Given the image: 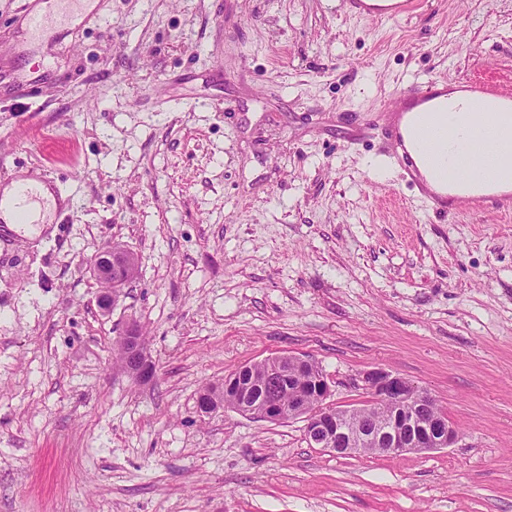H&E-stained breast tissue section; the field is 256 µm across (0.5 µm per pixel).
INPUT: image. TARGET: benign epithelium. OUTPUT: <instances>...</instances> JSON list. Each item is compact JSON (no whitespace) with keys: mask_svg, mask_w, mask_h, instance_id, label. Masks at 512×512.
Here are the masks:
<instances>
[{"mask_svg":"<svg viewBox=\"0 0 512 512\" xmlns=\"http://www.w3.org/2000/svg\"><path fill=\"white\" fill-rule=\"evenodd\" d=\"M134 259L129 254L110 248L90 258V266L98 280L106 283L112 276L129 268ZM125 356L138 361L144 344L135 325L127 326L119 334ZM313 359L306 355L284 354L270 360L272 368L285 376L304 371ZM364 387L369 400L365 407L377 411L381 405H391L403 412V416L388 417L372 426L360 427L350 421L351 413L326 403L331 396V385L326 376L319 381V399L310 401L304 391L295 389L288 410L270 401L252 400L248 397L237 403L234 411L269 422H277L285 416L300 417L306 421L305 435L308 443L317 448L338 454L356 453L365 447L385 453H423L452 448L462 439L460 431L442 412L431 411L434 398L402 375L373 369L363 375Z\"/></svg>","mask_w":512,"mask_h":512,"instance_id":"obj_1","label":"benign epithelium"}]
</instances>
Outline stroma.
I'll use <instances>...</instances> for the list:
<instances>
[{"label":"stroma","instance_id":"stroma-1","mask_svg":"<svg viewBox=\"0 0 512 512\" xmlns=\"http://www.w3.org/2000/svg\"><path fill=\"white\" fill-rule=\"evenodd\" d=\"M23 17L0 0V186L51 172L69 218L0 230V512H512V210L426 215L377 114L417 78L512 92V0H105L38 40ZM113 245L139 274L105 313L87 261ZM287 353L336 406L402 374L462 442L341 455L199 411ZM368 1H393L387 5L370 4ZM347 10L354 16L377 20H392L408 15L420 9V0H349L345 2ZM121 340V345L124 347L125 356L128 360L137 362L144 350V344L142 342V337L140 332L136 329L135 325H128L122 332H120L119 337ZM120 353L123 351L120 345H118ZM126 358L123 355V359L121 358V362L125 368L128 370L133 369L131 365L126 361Z\"/></svg>","mask_w":512,"mask_h":512}]
</instances>
